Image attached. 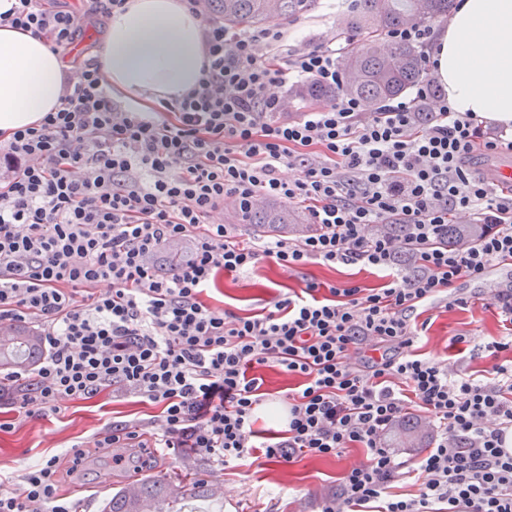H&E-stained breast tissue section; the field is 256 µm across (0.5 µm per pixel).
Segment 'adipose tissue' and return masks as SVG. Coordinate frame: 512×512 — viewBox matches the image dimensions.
<instances>
[{
    "label": "adipose tissue",
    "instance_id": "adipose-tissue-1",
    "mask_svg": "<svg viewBox=\"0 0 512 512\" xmlns=\"http://www.w3.org/2000/svg\"><path fill=\"white\" fill-rule=\"evenodd\" d=\"M97 57L113 95L150 111L197 86L202 19L180 0H130L110 16ZM432 60L453 111L512 124V0H457ZM68 68L42 37L1 25L0 134L57 111Z\"/></svg>",
    "mask_w": 512,
    "mask_h": 512
}]
</instances>
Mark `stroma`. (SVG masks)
Here are the masks:
<instances>
[{
	"mask_svg": "<svg viewBox=\"0 0 512 512\" xmlns=\"http://www.w3.org/2000/svg\"><path fill=\"white\" fill-rule=\"evenodd\" d=\"M335 26L331 0H317L314 9L282 24L289 44L312 46L331 37ZM311 281L351 282L367 288L378 285L376 276L356 266L333 269L311 263L289 271L266 259L253 272L224 276L210 295L214 307L247 314L257 311L270 294L298 292ZM490 287L486 279L465 283L466 292L475 297L467 309L430 310L431 325L419 343L421 351L471 372L488 368L489 360L477 357L472 340L501 333L496 316L482 297ZM457 335L466 338L463 348L450 343L451 337ZM159 413L160 407L155 403L115 397L108 392L68 402L59 413L33 418L17 415L9 404H1L0 420L8 422L9 427L0 431V473L19 476L40 457L92 441L107 424L147 422ZM363 457V449L353 448L338 458H306L290 465L273 462L226 469L223 506L210 508L209 512H257L261 507L270 508L271 512H317L320 500L335 491L341 472ZM184 471L205 481L213 477L209 462L203 459L187 465L180 457L164 453L148 457L146 466L136 471L115 465L111 455L90 452L81 470L65 483L64 491L78 504L80 512H99L101 501L125 485L129 477L144 480Z\"/></svg>",
	"mask_w": 512,
	"mask_h": 512,
	"instance_id": "35a3bbf8",
	"label": "stroma"
}]
</instances>
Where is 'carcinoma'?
I'll return each mask as SVG.
<instances>
[{
	"label": "carcinoma",
	"instance_id": "carcinoma-1",
	"mask_svg": "<svg viewBox=\"0 0 512 512\" xmlns=\"http://www.w3.org/2000/svg\"><path fill=\"white\" fill-rule=\"evenodd\" d=\"M453 0H352L343 11L337 35L352 40L339 62L342 90L376 107L409 94L424 82L421 50L411 44L387 41L384 33L411 22L429 24L448 15ZM316 0H204V11L228 27L259 28L286 20L315 7ZM255 231L303 234L307 226L287 207L268 203L243 216ZM43 353L37 333L23 324L0 330V368H30ZM425 426L411 418L397 424L393 435L401 448H413ZM216 500L213 485L182 478L157 477L139 483L134 494L119 489L105 500L101 512H186L195 499Z\"/></svg>",
	"mask_w": 512,
	"mask_h": 512
}]
</instances>
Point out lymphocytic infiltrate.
Segmentation results:
<instances>
[{
  "instance_id": "lymphocytic-infiltrate-1",
  "label": "lymphocytic infiltrate",
  "mask_w": 512,
  "mask_h": 512,
  "mask_svg": "<svg viewBox=\"0 0 512 512\" xmlns=\"http://www.w3.org/2000/svg\"><path fill=\"white\" fill-rule=\"evenodd\" d=\"M203 23L207 63L182 99L121 108L87 51L57 111L0 137V323L31 324L45 351L0 399L28 417L105 390L157 402L158 419L113 425L95 447L203 457L218 471L365 449L322 512H512V280L489 294L506 329L484 346L491 368L468 375L416 348L422 310L466 308L461 282L512 266V188L471 165L479 150L511 154L512 136L442 95L423 114L426 85L375 112L343 93L289 117L279 88L341 85L335 39L291 48L277 24ZM0 24L63 49L81 32L70 0H13ZM268 200L305 205L311 232L246 243L215 220L226 204ZM462 216L480 237L449 245ZM183 241L187 260L163 270L160 254ZM267 258L361 264L382 282H311L251 316L205 303L222 274ZM266 367L297 380L272 442L254 428ZM413 411L434 439L405 459L385 436ZM83 459L69 451L20 480L0 475V512H76L60 483ZM408 481L417 494H397Z\"/></svg>"
}]
</instances>
